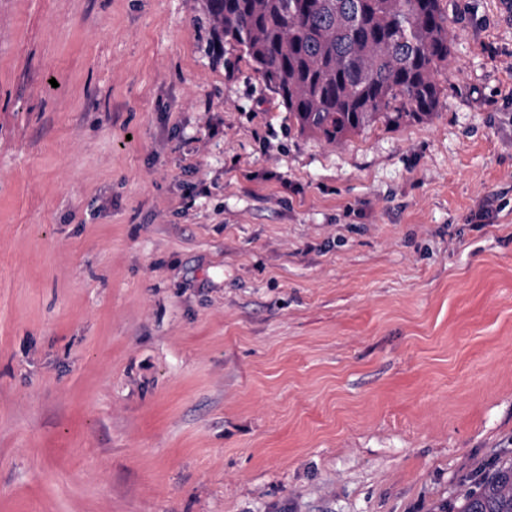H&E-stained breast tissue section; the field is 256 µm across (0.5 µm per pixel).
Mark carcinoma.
Masks as SVG:
<instances>
[{
  "instance_id": "obj_1",
  "label": "carcinoma",
  "mask_w": 512,
  "mask_h": 512,
  "mask_svg": "<svg viewBox=\"0 0 512 512\" xmlns=\"http://www.w3.org/2000/svg\"><path fill=\"white\" fill-rule=\"evenodd\" d=\"M301 134L337 145L366 127L431 118L452 34L443 0H205ZM448 512H512L503 464Z\"/></svg>"
}]
</instances>
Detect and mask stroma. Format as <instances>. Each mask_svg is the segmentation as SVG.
Masks as SVG:
<instances>
[{
    "label": "stroma",
    "mask_w": 512,
    "mask_h": 512,
    "mask_svg": "<svg viewBox=\"0 0 512 512\" xmlns=\"http://www.w3.org/2000/svg\"><path fill=\"white\" fill-rule=\"evenodd\" d=\"M445 3L436 116L332 147L204 0H0V512H447L512 460V11Z\"/></svg>",
    "instance_id": "1"
}]
</instances>
